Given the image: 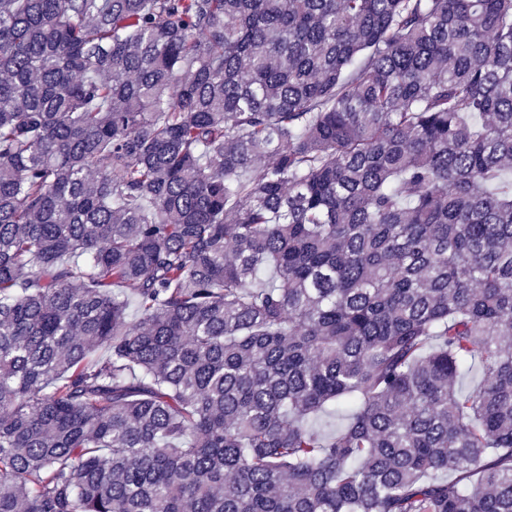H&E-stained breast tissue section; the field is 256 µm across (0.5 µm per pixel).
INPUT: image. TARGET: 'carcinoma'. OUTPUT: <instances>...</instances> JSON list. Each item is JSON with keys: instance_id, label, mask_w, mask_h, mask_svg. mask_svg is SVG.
I'll list each match as a JSON object with an SVG mask.
<instances>
[{"instance_id": "cac0c4a2", "label": "carcinoma", "mask_w": 512, "mask_h": 512, "mask_svg": "<svg viewBox=\"0 0 512 512\" xmlns=\"http://www.w3.org/2000/svg\"><path fill=\"white\" fill-rule=\"evenodd\" d=\"M0 512H512V0H0Z\"/></svg>"}]
</instances>
